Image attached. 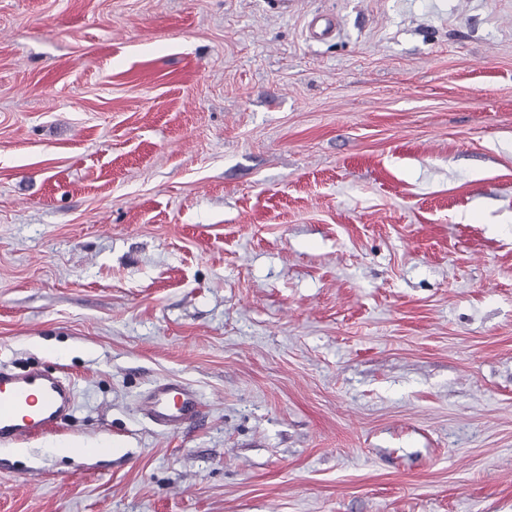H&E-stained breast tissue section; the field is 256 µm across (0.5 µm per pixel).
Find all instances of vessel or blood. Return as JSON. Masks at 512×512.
<instances>
[{"label":"vessel or blood","instance_id":"b4317fda","mask_svg":"<svg viewBox=\"0 0 512 512\" xmlns=\"http://www.w3.org/2000/svg\"><path fill=\"white\" fill-rule=\"evenodd\" d=\"M72 405L73 391L60 378L0 371V444L59 424ZM147 409L163 426L179 428L196 420L203 405L192 389L168 382L150 393Z\"/></svg>","mask_w":512,"mask_h":512}]
</instances>
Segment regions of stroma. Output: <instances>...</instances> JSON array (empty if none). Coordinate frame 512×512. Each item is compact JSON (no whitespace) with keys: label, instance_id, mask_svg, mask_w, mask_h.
Segmentation results:
<instances>
[{"label":"stroma","instance_id":"1","mask_svg":"<svg viewBox=\"0 0 512 512\" xmlns=\"http://www.w3.org/2000/svg\"><path fill=\"white\" fill-rule=\"evenodd\" d=\"M0 367V512H512V0H0ZM72 405L73 391L59 377L0 371V444L58 425ZM147 409L163 426L180 428L196 420L202 414L203 405L192 389L168 382L159 384L149 394Z\"/></svg>","mask_w":512,"mask_h":512}]
</instances>
